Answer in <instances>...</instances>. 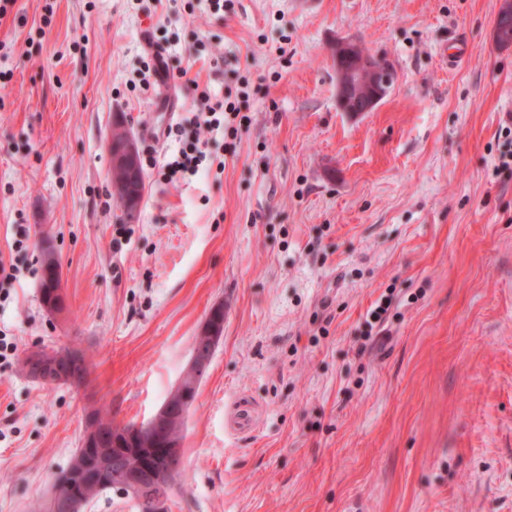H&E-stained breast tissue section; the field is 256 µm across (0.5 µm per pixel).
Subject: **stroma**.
I'll use <instances>...</instances> for the list:
<instances>
[{
    "mask_svg": "<svg viewBox=\"0 0 512 512\" xmlns=\"http://www.w3.org/2000/svg\"><path fill=\"white\" fill-rule=\"evenodd\" d=\"M501 5L16 0L0 18V257L20 268L0 283L17 346L0 367V512H39L90 407L152 418L217 304L170 512H512ZM340 40L393 66L371 111L338 106ZM158 46L170 76L146 91ZM205 91L235 103L238 131L207 134L198 172L165 181L168 130ZM118 121L156 162L131 220L111 188ZM40 345L80 349L88 388L26 377ZM42 266L45 270L41 288L43 292H51L62 296V272L57 257L51 249L43 247L41 251Z\"/></svg>",
    "mask_w": 512,
    "mask_h": 512,
    "instance_id": "obj_1",
    "label": "stroma"
}]
</instances>
